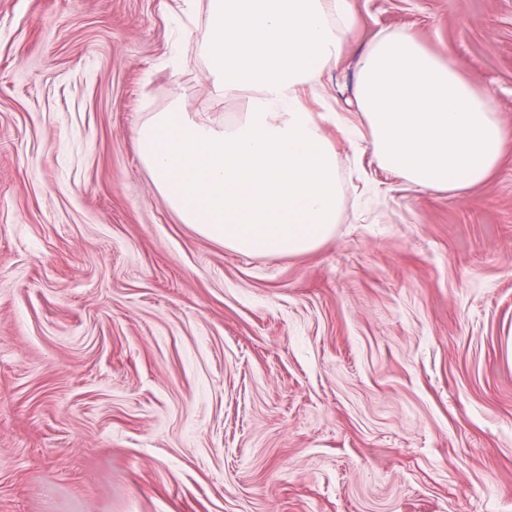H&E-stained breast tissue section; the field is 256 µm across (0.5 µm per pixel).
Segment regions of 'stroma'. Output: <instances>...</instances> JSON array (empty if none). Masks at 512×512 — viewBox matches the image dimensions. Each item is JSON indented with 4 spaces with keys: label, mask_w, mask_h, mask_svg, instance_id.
Here are the masks:
<instances>
[{
    "label": "stroma",
    "mask_w": 512,
    "mask_h": 512,
    "mask_svg": "<svg viewBox=\"0 0 512 512\" xmlns=\"http://www.w3.org/2000/svg\"><path fill=\"white\" fill-rule=\"evenodd\" d=\"M307 106L344 206L311 252L183 224L134 129L221 125L181 0H0V512H512V0H350ZM407 35L486 93L487 180L414 190L350 144Z\"/></svg>",
    "instance_id": "1"
}]
</instances>
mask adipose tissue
I'll return each instance as SVG.
<instances>
[{
    "mask_svg": "<svg viewBox=\"0 0 512 512\" xmlns=\"http://www.w3.org/2000/svg\"><path fill=\"white\" fill-rule=\"evenodd\" d=\"M355 99L378 165L414 189L479 185L502 155L506 132L490 97L411 37L380 40L363 56Z\"/></svg>",
    "mask_w": 512,
    "mask_h": 512,
    "instance_id": "ef3b65f1",
    "label": "adipose tissue"
}]
</instances>
